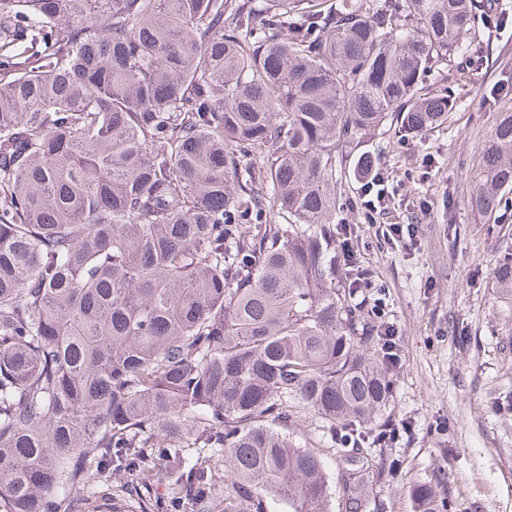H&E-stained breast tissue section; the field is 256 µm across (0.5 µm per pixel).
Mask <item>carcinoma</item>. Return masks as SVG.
<instances>
[{
    "label": "carcinoma",
    "instance_id": "cac0c4a2",
    "mask_svg": "<svg viewBox=\"0 0 512 512\" xmlns=\"http://www.w3.org/2000/svg\"><path fill=\"white\" fill-rule=\"evenodd\" d=\"M489 9L0 0V512H327L330 463L360 512L395 358L337 254L343 162L448 120L424 80ZM511 193L507 109L467 206ZM302 413L328 448L289 439Z\"/></svg>",
    "mask_w": 512,
    "mask_h": 512
}]
</instances>
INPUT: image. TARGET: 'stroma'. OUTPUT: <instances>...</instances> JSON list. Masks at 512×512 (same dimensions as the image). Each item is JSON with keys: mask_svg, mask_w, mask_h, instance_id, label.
I'll use <instances>...</instances> for the list:
<instances>
[{"mask_svg": "<svg viewBox=\"0 0 512 512\" xmlns=\"http://www.w3.org/2000/svg\"><path fill=\"white\" fill-rule=\"evenodd\" d=\"M493 6L504 22L476 20L469 34L480 61L445 70L458 101L447 123L412 141L366 138L387 175L386 210L366 223L354 179L336 199L374 281L365 304L381 302L397 336L387 414L409 427L393 448L372 449L365 512H417L418 484L435 490L440 512H512V301L492 280L512 254V208L482 218L466 204L484 141L512 108V0ZM392 224L415 225L416 245L389 236Z\"/></svg>", "mask_w": 512, "mask_h": 512, "instance_id": "35a3bbf8", "label": "stroma"}]
</instances>
